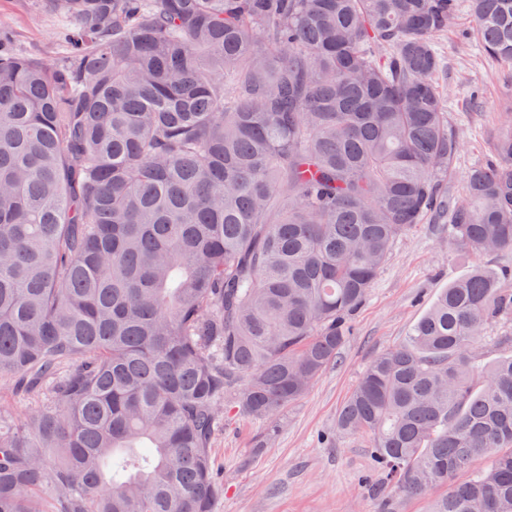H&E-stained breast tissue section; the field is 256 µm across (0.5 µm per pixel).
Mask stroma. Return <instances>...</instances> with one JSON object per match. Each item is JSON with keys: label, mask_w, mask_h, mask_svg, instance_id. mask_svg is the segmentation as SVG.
I'll return each mask as SVG.
<instances>
[{"label": "stroma", "mask_w": 512, "mask_h": 512, "mask_svg": "<svg viewBox=\"0 0 512 512\" xmlns=\"http://www.w3.org/2000/svg\"><path fill=\"white\" fill-rule=\"evenodd\" d=\"M35 9L34 0H0V23L9 26L15 49L47 55L57 50L65 20ZM470 30L469 0H459L455 23L438 40V82L459 141L454 173L443 185L453 203L465 198L466 172L495 163V144L512 125V71L486 57ZM477 266L512 267V254H470L447 221L431 217L396 241L336 360L276 427L225 419L212 445L222 484L214 512H380L369 438L337 434V415L370 361L403 343L442 288Z\"/></svg>", "instance_id": "1"}]
</instances>
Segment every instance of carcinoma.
Listing matches in <instances>:
<instances>
[{
    "instance_id": "obj_1",
    "label": "carcinoma",
    "mask_w": 512,
    "mask_h": 512,
    "mask_svg": "<svg viewBox=\"0 0 512 512\" xmlns=\"http://www.w3.org/2000/svg\"><path fill=\"white\" fill-rule=\"evenodd\" d=\"M58 58L0 46V512H213L223 415L272 421L431 215L512 253V130L465 175L436 80L457 0H46ZM512 68V0H470ZM512 289L476 267L374 358L337 430L395 494L512 512ZM498 336H512V320L485 327L477 343V351L485 363L492 362L503 354L511 353L510 347H503L497 343Z\"/></svg>"
}]
</instances>
